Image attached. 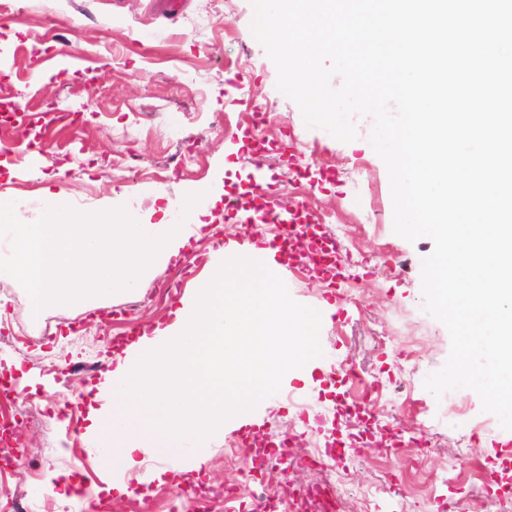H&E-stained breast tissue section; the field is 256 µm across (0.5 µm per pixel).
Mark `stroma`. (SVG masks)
<instances>
[{
  "label": "stroma",
  "instance_id": "1",
  "mask_svg": "<svg viewBox=\"0 0 512 512\" xmlns=\"http://www.w3.org/2000/svg\"><path fill=\"white\" fill-rule=\"evenodd\" d=\"M253 16L251 0H183L175 12L160 0H0V86L31 111L55 104L78 115L76 122L49 126L40 153L28 149L19 131L0 138V201L13 203L19 220L37 221L50 196L83 213L122 207L147 224L159 223L190 194H203L208 205L203 235L185 227L179 257L155 263L133 293L53 304L35 321L24 288L0 276V321L34 336L46 326L54 334L20 350L0 343V371L15 378L12 411L33 461L22 471L1 472L0 484L16 490L28 512H141L146 502L167 512L175 484L153 474L190 468L192 455L177 463L148 456L136 470L102 471L89 413L109 403L100 385L112 365L114 338L135 327L176 323L183 302L216 270L214 241L246 233L245 214L225 210V196L237 185L269 183L275 174L276 211L307 203L340 255L364 256L371 275L345 284L357 298L343 301L338 316L326 299L331 281L301 263L282 272L291 297L320 312L323 354L288 372L279 392L251 410L259 432L272 443L297 434V451L305 456L324 450L334 432H359L357 420L340 415L337 399L368 405L381 432L397 443L365 451L361 464L336 466L347 499L359 500L364 512H437L438 499L448 496L459 498L460 512H512V493H495L487 483L493 445L505 438L497 417L483 412L470 390H454L444 404L424 387L450 352L449 333L425 311L421 292L422 260L433 242L411 243L393 231L389 174L370 142L373 118L353 116L357 136L350 142L308 126L278 89L276 67L252 34ZM257 106L268 114L254 127L248 114ZM247 131L268 149L240 164ZM285 141L309 164L298 186L282 178L292 163L279 150ZM322 168L334 172V182L316 180ZM173 277L181 281L175 298L164 292ZM107 316L108 336L102 332ZM78 361L90 368L76 373L74 390L65 391L56 371ZM331 363L357 370L338 393L326 377ZM391 399L403 405L394 421L385 416ZM422 435L430 447H415ZM242 452L239 420L232 417L210 443L202 479L241 483ZM419 456L429 473L422 494L407 468ZM70 459L84 486L79 495L64 492L62 464ZM387 471L394 481L384 480ZM111 484L126 486V494L94 495V488Z\"/></svg>",
  "mask_w": 512,
  "mask_h": 512
}]
</instances>
